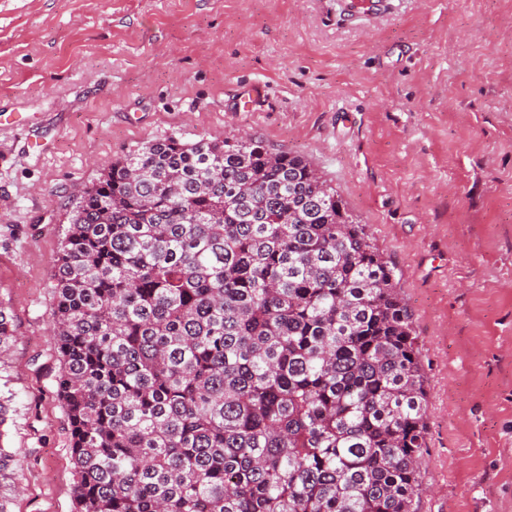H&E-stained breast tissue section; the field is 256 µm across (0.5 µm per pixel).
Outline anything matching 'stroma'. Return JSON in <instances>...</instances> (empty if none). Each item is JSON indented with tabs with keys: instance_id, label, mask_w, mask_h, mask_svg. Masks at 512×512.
Returning a JSON list of instances; mask_svg holds the SVG:
<instances>
[{
	"instance_id": "stroma-1",
	"label": "stroma",
	"mask_w": 512,
	"mask_h": 512,
	"mask_svg": "<svg viewBox=\"0 0 512 512\" xmlns=\"http://www.w3.org/2000/svg\"><path fill=\"white\" fill-rule=\"evenodd\" d=\"M238 133L310 161L400 271L428 403L420 512H512V0L374 18L342 0H0L9 512H74L49 320L81 190L147 142Z\"/></svg>"
}]
</instances>
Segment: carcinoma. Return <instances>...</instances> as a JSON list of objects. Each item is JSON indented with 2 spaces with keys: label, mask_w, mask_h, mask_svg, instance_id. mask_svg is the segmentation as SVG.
I'll return each mask as SVG.
<instances>
[{
  "label": "carcinoma",
  "mask_w": 512,
  "mask_h": 512,
  "mask_svg": "<svg viewBox=\"0 0 512 512\" xmlns=\"http://www.w3.org/2000/svg\"><path fill=\"white\" fill-rule=\"evenodd\" d=\"M53 279L75 512H418L398 269L304 157L151 141L83 192Z\"/></svg>",
  "instance_id": "carcinoma-1"
}]
</instances>
